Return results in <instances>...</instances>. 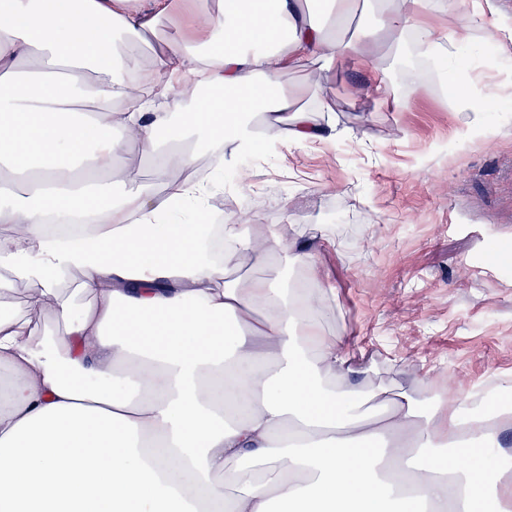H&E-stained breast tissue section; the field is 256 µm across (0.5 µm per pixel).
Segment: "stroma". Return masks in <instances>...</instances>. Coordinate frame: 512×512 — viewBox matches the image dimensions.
Masks as SVG:
<instances>
[{
	"mask_svg": "<svg viewBox=\"0 0 512 512\" xmlns=\"http://www.w3.org/2000/svg\"><path fill=\"white\" fill-rule=\"evenodd\" d=\"M420 21L466 30L454 64L434 59L435 80L416 84L407 48L328 72L304 63L289 84L303 106L326 96L320 120L339 138L261 141L228 163L208 206L315 241L333 288L324 327L363 352L360 386L394 384L425 403L424 380L459 388L512 374V79L500 78L499 51L512 0H427ZM466 68L489 111L460 108L451 82Z\"/></svg>",
	"mask_w": 512,
	"mask_h": 512,
	"instance_id": "stroma-1",
	"label": "stroma"
}]
</instances>
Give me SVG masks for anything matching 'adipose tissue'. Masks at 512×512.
<instances>
[{
	"label": "adipose tissue",
	"mask_w": 512,
	"mask_h": 512,
	"mask_svg": "<svg viewBox=\"0 0 512 512\" xmlns=\"http://www.w3.org/2000/svg\"><path fill=\"white\" fill-rule=\"evenodd\" d=\"M190 2L0 0V266L36 285L23 315L0 318V512H512V471L490 458L512 426V379L489 410L461 390L425 408L349 385L352 351L320 322L317 247L284 224L216 229L211 183L169 146L174 126L192 130L223 167L254 152L258 109L288 145L337 138L296 106L288 72L372 63L376 39L398 52L410 33L430 57L464 33L391 0L370 4L378 32L349 37L355 0H322L318 21L313 0H220L160 53L132 51ZM162 100L183 102L179 123ZM133 147L162 190L116 199L75 180L136 182L115 164ZM73 214L85 224L46 222ZM240 261L262 276L230 277ZM73 270L88 307L60 288Z\"/></svg>",
	"instance_id": "ef3b65f1"
}]
</instances>
